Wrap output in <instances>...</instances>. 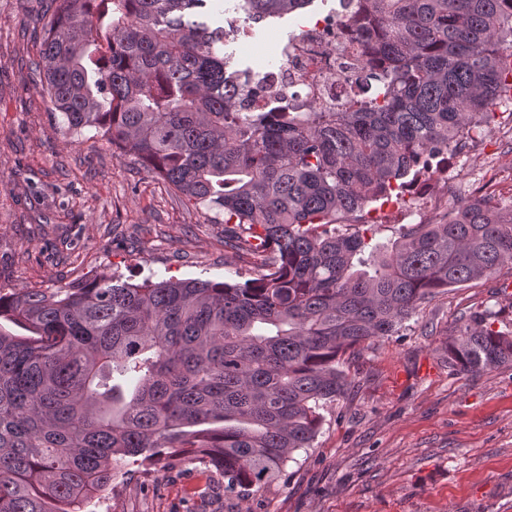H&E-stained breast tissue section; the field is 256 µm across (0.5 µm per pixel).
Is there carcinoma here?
Returning <instances> with one entry per match:
<instances>
[{
  "label": "carcinoma",
  "mask_w": 512,
  "mask_h": 512,
  "mask_svg": "<svg viewBox=\"0 0 512 512\" xmlns=\"http://www.w3.org/2000/svg\"><path fill=\"white\" fill-rule=\"evenodd\" d=\"M313 0H243L246 20ZM368 69L338 112H247L209 0H58L35 88L68 128L136 156L224 242L243 283L114 272L0 294V512H83L112 464L202 462L224 495L261 490L346 397L347 351L451 288L512 270V206L485 200L366 251L367 208L444 162L512 78V0H339ZM474 311L448 367L512 364V330Z\"/></svg>",
  "instance_id": "1"
}]
</instances>
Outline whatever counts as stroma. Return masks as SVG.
<instances>
[{
  "instance_id": "35a3bbf8",
  "label": "stroma",
  "mask_w": 512,
  "mask_h": 512,
  "mask_svg": "<svg viewBox=\"0 0 512 512\" xmlns=\"http://www.w3.org/2000/svg\"><path fill=\"white\" fill-rule=\"evenodd\" d=\"M54 0H0V292L60 288L103 271L124 280L242 282L257 272L247 250L225 245L223 225L174 193L135 157L76 136L32 82L43 15ZM496 198L512 195V132L492 124L483 146L457 152L426 182L437 208L410 198L374 225L372 245L402 224L447 219L477 196L484 170ZM512 300V272L424 303L391 336L346 355L350 393L327 406L312 448L260 491L225 495L211 466L177 458L118 462L85 512H512V367L466 373L448 366V330L477 309Z\"/></svg>"
}]
</instances>
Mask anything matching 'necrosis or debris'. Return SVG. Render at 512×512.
<instances>
[{"instance_id":"4bbe7bcc","label":"necrosis or debris","mask_w":512,"mask_h":512,"mask_svg":"<svg viewBox=\"0 0 512 512\" xmlns=\"http://www.w3.org/2000/svg\"><path fill=\"white\" fill-rule=\"evenodd\" d=\"M328 21L320 17L300 27L299 35L288 45H280L275 34L263 42L242 39L245 21L239 14L224 19L225 44L237 45L240 52L250 55L256 67L250 72V82L243 96L250 112H306L317 108L321 112L341 109L347 81L365 66L367 51L354 50L347 33L328 38ZM284 56L278 69H270L267 61Z\"/></svg>"}]
</instances>
